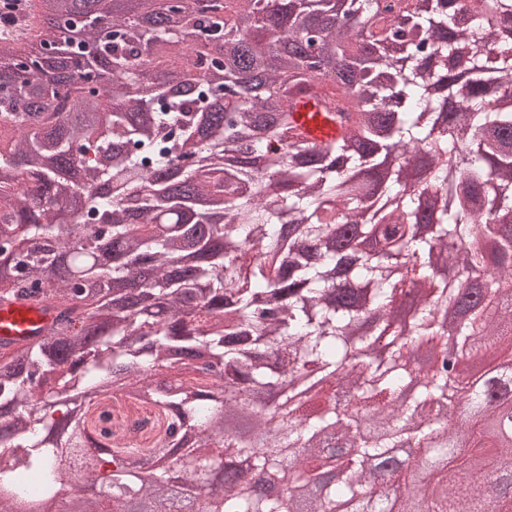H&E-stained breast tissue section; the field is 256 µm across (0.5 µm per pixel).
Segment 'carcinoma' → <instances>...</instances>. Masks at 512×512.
<instances>
[{
    "mask_svg": "<svg viewBox=\"0 0 512 512\" xmlns=\"http://www.w3.org/2000/svg\"><path fill=\"white\" fill-rule=\"evenodd\" d=\"M25 31L0 24V302L52 307L44 336L0 342V512L77 488L72 464L92 438L88 412L116 391L168 418L151 452L93 460L129 498L172 512L169 470L197 512H336L370 494L354 459L292 498L209 493L201 473L224 453L289 485L329 438L377 457L394 448L448 386V366L417 377L402 340L469 357L512 348V0H26ZM112 75L107 99L102 78ZM332 106L335 141L308 140L294 108ZM112 194L90 197L86 187ZM389 211L365 219L372 188ZM497 243L491 264L481 240ZM440 255L456 276L435 271ZM421 283L406 324L392 315ZM464 307L452 330L440 314ZM389 350L358 372L367 402L314 417L268 418L350 351ZM190 371L195 380L183 379ZM457 423L419 434L455 462L450 492L418 493L391 512H512L485 486L512 472L487 392L457 379ZM252 411L257 430L224 432ZM492 448L474 469L465 452ZM400 486L415 468L398 463Z\"/></svg>",
    "mask_w": 512,
    "mask_h": 512,
    "instance_id": "carcinoma-1",
    "label": "carcinoma"
}]
</instances>
